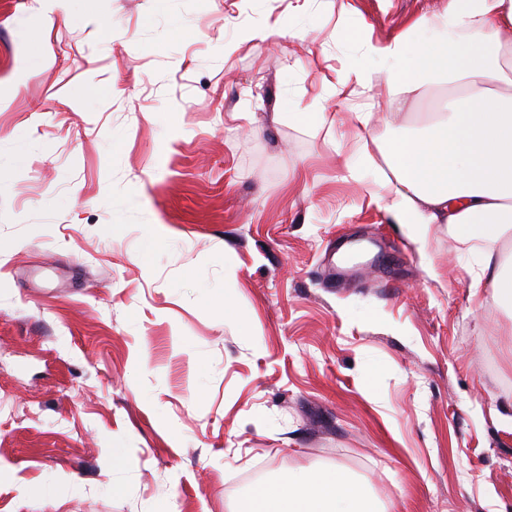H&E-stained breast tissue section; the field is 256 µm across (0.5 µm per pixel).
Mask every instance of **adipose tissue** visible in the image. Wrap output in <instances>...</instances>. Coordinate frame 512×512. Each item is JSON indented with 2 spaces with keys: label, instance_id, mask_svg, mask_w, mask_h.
<instances>
[{
  "label": "adipose tissue",
  "instance_id": "obj_1",
  "mask_svg": "<svg viewBox=\"0 0 512 512\" xmlns=\"http://www.w3.org/2000/svg\"><path fill=\"white\" fill-rule=\"evenodd\" d=\"M364 63L354 74L370 88L367 61L386 72L379 112L387 124L413 120L409 135L374 139L373 112L354 120L379 189L372 199L389 221L424 242L430 225L478 244V258L495 297L512 305V268L499 260L512 237V0H447L442 12L418 17L391 39L373 42L354 32ZM448 92L440 108L414 112L434 88ZM235 512H385L347 475L298 469L240 498Z\"/></svg>",
  "mask_w": 512,
  "mask_h": 512
}]
</instances>
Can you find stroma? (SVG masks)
<instances>
[{"mask_svg": "<svg viewBox=\"0 0 512 512\" xmlns=\"http://www.w3.org/2000/svg\"><path fill=\"white\" fill-rule=\"evenodd\" d=\"M351 2L0 0V512H229L322 466L512 512V310L387 222L352 120L385 77L342 90L339 27L444 0Z\"/></svg>", "mask_w": 512, "mask_h": 512, "instance_id": "1", "label": "stroma"}]
</instances>
